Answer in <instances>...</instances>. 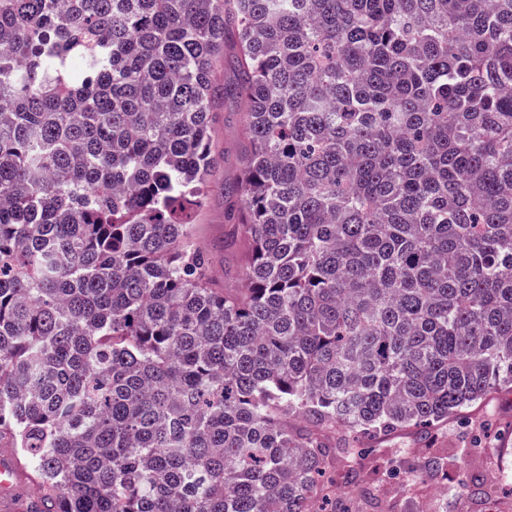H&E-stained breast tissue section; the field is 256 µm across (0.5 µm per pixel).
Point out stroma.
<instances>
[{"label":"stroma","mask_w":512,"mask_h":512,"mask_svg":"<svg viewBox=\"0 0 512 512\" xmlns=\"http://www.w3.org/2000/svg\"><path fill=\"white\" fill-rule=\"evenodd\" d=\"M216 148L224 162L208 188V201L195 217L192 234L196 245L210 258L217 287L242 285L247 244L238 227L240 204L230 188L240 173L245 142V110L240 98L225 99L218 112ZM365 453L355 463L338 462L328 474L337 496L360 512L362 501L347 475L360 471L381 503L382 512H512V483L503 481L494 468L498 459L512 458V390L501 388L484 400L462 408L423 435L414 428L396 429L378 437L363 436ZM428 456L444 460L443 471L427 483L407 486L404 476L393 475L400 464L414 465ZM491 491V498L459 495V482Z\"/></svg>","instance_id":"obj_1"}]
</instances>
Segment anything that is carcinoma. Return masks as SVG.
<instances>
[{
  "instance_id": "cac0c4a2",
  "label": "carcinoma",
  "mask_w": 512,
  "mask_h": 512,
  "mask_svg": "<svg viewBox=\"0 0 512 512\" xmlns=\"http://www.w3.org/2000/svg\"><path fill=\"white\" fill-rule=\"evenodd\" d=\"M234 95L229 290L190 239ZM497 387L512 0H0V442L28 512H349L324 476L354 436ZM215 75L222 84L232 86L236 83L237 64L230 40L225 41L224 55L219 57L215 63Z\"/></svg>"
}]
</instances>
